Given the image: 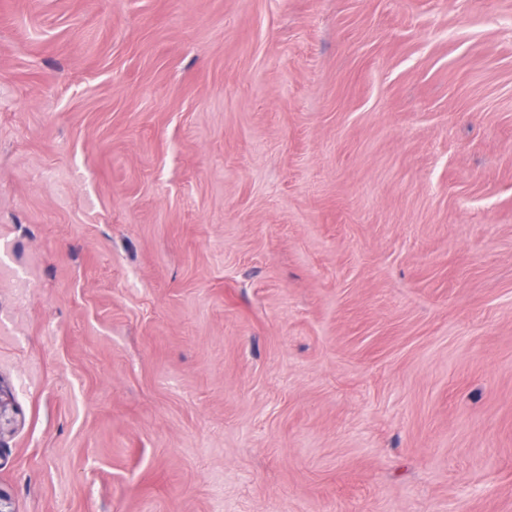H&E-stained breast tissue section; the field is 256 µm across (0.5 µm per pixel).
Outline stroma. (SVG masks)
Returning a JSON list of instances; mask_svg holds the SVG:
<instances>
[{
	"label": "stroma",
	"mask_w": 512,
	"mask_h": 512,
	"mask_svg": "<svg viewBox=\"0 0 512 512\" xmlns=\"http://www.w3.org/2000/svg\"><path fill=\"white\" fill-rule=\"evenodd\" d=\"M13 512H512V0H0Z\"/></svg>",
	"instance_id": "obj_1"
}]
</instances>
